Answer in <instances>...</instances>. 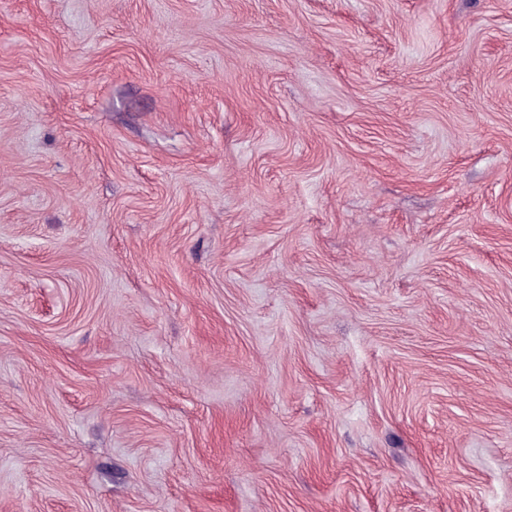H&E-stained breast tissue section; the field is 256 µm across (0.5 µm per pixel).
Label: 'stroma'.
Listing matches in <instances>:
<instances>
[{
    "label": "stroma",
    "instance_id": "35a3bbf8",
    "mask_svg": "<svg viewBox=\"0 0 512 512\" xmlns=\"http://www.w3.org/2000/svg\"><path fill=\"white\" fill-rule=\"evenodd\" d=\"M0 512H512V0H0Z\"/></svg>",
    "mask_w": 512,
    "mask_h": 512
}]
</instances>
